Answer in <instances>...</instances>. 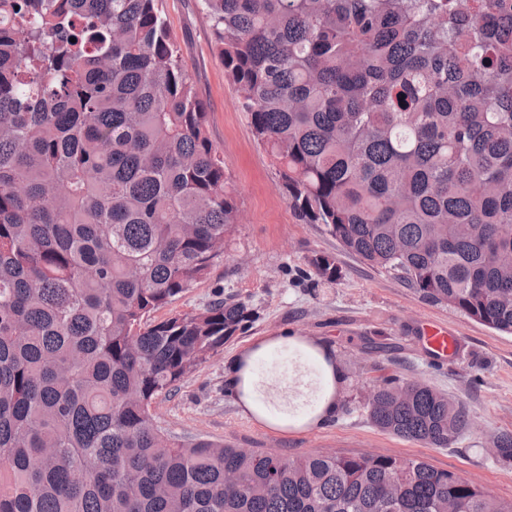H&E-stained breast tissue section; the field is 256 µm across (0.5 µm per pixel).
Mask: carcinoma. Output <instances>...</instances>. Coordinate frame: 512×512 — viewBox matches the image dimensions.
<instances>
[{
    "label": "carcinoma",
    "instance_id": "carcinoma-1",
    "mask_svg": "<svg viewBox=\"0 0 512 512\" xmlns=\"http://www.w3.org/2000/svg\"><path fill=\"white\" fill-rule=\"evenodd\" d=\"M200 2L301 220L512 334V0ZM207 117L165 0H0V512H512L419 459L156 424L154 401L257 318L232 298L151 318L240 223ZM362 407L434 448L471 425L392 376ZM492 451L511 461L512 433Z\"/></svg>",
    "mask_w": 512,
    "mask_h": 512
}]
</instances>
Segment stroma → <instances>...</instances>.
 Here are the masks:
<instances>
[{
	"mask_svg": "<svg viewBox=\"0 0 512 512\" xmlns=\"http://www.w3.org/2000/svg\"><path fill=\"white\" fill-rule=\"evenodd\" d=\"M166 9L179 53L205 103L209 137L237 190L241 222L207 278L154 317L194 313L228 296L251 305L259 317L156 399L158 425L184 440L206 438L291 457L335 452L417 458L512 499V461H500L490 451L497 434L512 433V335L423 299L392 274L347 253L322 225L300 220L224 77L199 0H166ZM316 254L335 259L341 272L337 283L311 276L308 260ZM427 323L458 336L454 356L439 359L426 349L422 328ZM284 331L333 349L345 373L342 402L352 403L388 375L421 380L467 405L469 430L449 447L433 448L379 431L359 406L326 426L297 433L250 421L224 393V364L255 338Z\"/></svg>",
	"mask_w": 512,
	"mask_h": 512,
	"instance_id": "35a3bbf8",
	"label": "stroma"
}]
</instances>
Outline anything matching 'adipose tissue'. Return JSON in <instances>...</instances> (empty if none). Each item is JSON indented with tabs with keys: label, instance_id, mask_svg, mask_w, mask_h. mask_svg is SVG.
I'll return each mask as SVG.
<instances>
[{
	"label": "adipose tissue",
	"instance_id": "obj_1",
	"mask_svg": "<svg viewBox=\"0 0 512 512\" xmlns=\"http://www.w3.org/2000/svg\"><path fill=\"white\" fill-rule=\"evenodd\" d=\"M279 352L289 355L286 375L268 378L261 368ZM344 373L329 345L288 333L266 336L224 366V393L243 415L283 432L307 431L336 419Z\"/></svg>",
	"mask_w": 512,
	"mask_h": 512
}]
</instances>
